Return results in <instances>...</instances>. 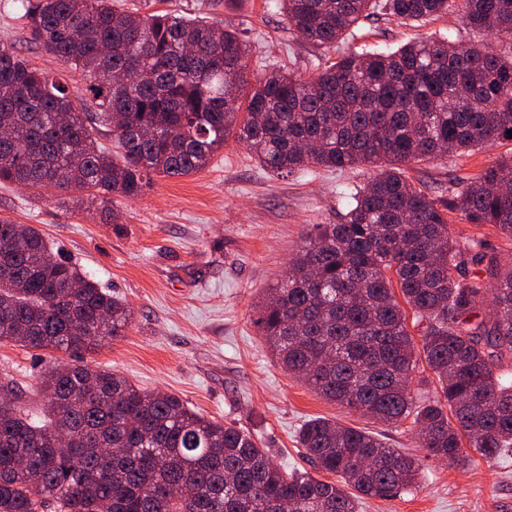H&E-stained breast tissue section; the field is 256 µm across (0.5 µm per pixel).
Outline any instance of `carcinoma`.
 <instances>
[{
  "label": "carcinoma",
  "instance_id": "cac0c4a2",
  "mask_svg": "<svg viewBox=\"0 0 512 512\" xmlns=\"http://www.w3.org/2000/svg\"><path fill=\"white\" fill-rule=\"evenodd\" d=\"M289 26L334 48L379 14L401 22L456 12L503 42L433 37L394 51L341 53L311 76L247 79L237 31L113 0H27L32 40L90 77L120 160L71 93L0 43V183L72 192L111 212L157 177L205 169L229 138L278 175L359 164L380 169L348 194L339 224H318L257 325L288 374L387 424L412 420L430 456L488 461L512 450V268L484 240L451 236L448 213L405 175L508 140L512 0H280ZM454 209L512 241V157L455 183ZM412 316H407L406 310ZM134 313L39 230L0 218V345L87 351L124 335ZM413 323H408V320ZM420 336L433 397L413 394ZM44 419L0 385V512H359L421 478L420 460L362 428L315 418L298 443L334 482L288 474L247 431L93 365H49Z\"/></svg>",
  "mask_w": 512,
  "mask_h": 512
}]
</instances>
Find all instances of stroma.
I'll use <instances>...</instances> for the list:
<instances>
[{
    "label": "stroma",
    "mask_w": 512,
    "mask_h": 512,
    "mask_svg": "<svg viewBox=\"0 0 512 512\" xmlns=\"http://www.w3.org/2000/svg\"><path fill=\"white\" fill-rule=\"evenodd\" d=\"M117 5L141 16L172 13L237 29L252 77L275 66L308 76L330 56L289 29L276 0H118ZM23 14L21 0H0V41L13 44L32 67L63 74L75 105L94 111L83 75L63 68L32 42ZM442 33L467 42L478 38L454 13L425 24L382 16L356 29L348 47L386 52ZM509 155L512 142L506 141L408 168L416 185L449 206L453 237L481 234L504 269L512 267V245L491 226L467 224L452 208L450 186ZM373 174L370 166L343 172L318 167L281 177L231 139L203 171L158 178L141 197L118 198L114 219L95 207L73 208L63 192L0 184V217L38 227L55 253L134 312L125 335L85 352L0 346V384L25 393V410L36 414L41 399L34 391L48 364L101 366L250 432L288 472L313 470L296 436L308 420L326 417L383 434L391 447L421 460L420 487L365 499L362 512H512L511 453L464 464L427 456L411 422L375 423L289 376L255 324L264 292L283 279L305 233L341 222L346 186L365 184Z\"/></svg>",
    "instance_id": "obj_1"
}]
</instances>
